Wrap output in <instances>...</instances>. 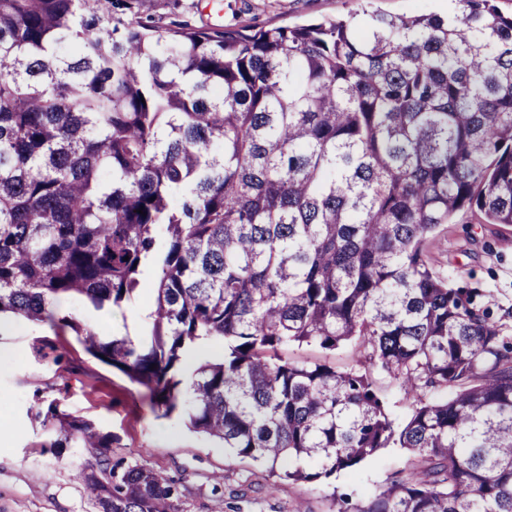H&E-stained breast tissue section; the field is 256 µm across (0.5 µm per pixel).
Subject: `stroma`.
<instances>
[{"label":"stroma","mask_w":512,"mask_h":512,"mask_svg":"<svg viewBox=\"0 0 512 512\" xmlns=\"http://www.w3.org/2000/svg\"><path fill=\"white\" fill-rule=\"evenodd\" d=\"M160 26L238 29L272 23L343 18L359 0H141ZM432 263L447 271L453 287L489 309L512 336V226L483 224L465 215L441 227L430 249ZM140 297L122 308L98 311L74 299L54 308L105 336H138L153 309L152 279ZM0 349L13 354L0 371V512H98L75 480L76 469L94 465L83 448H47L35 408L60 399L66 413L92 421L110 435L112 459L140 461L179 481L183 512H352L390 486L405 467L404 449L392 446L365 459L355 473L313 482H277L265 466L237 456L222 442L189 430L181 417H156L143 389L85 353L73 336L48 324L13 316L0 329Z\"/></svg>","instance_id":"obj_1"}]
</instances>
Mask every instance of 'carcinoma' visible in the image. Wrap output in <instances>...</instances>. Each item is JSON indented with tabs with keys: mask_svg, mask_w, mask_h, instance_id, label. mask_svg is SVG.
<instances>
[{
	"mask_svg": "<svg viewBox=\"0 0 512 512\" xmlns=\"http://www.w3.org/2000/svg\"><path fill=\"white\" fill-rule=\"evenodd\" d=\"M512 225V14L161 32L133 0H0V315L76 336L152 411L281 479L353 472L396 441L408 472L358 512H512V348L429 261L461 212ZM141 336L53 309L135 300ZM224 356L179 378L202 339ZM362 368L290 348L347 342ZM396 381L404 427L378 396ZM449 388L446 400L426 398ZM44 448L98 459L100 512H180L110 436L37 408Z\"/></svg>",
	"mask_w": 512,
	"mask_h": 512,
	"instance_id": "1",
	"label": "carcinoma"
}]
</instances>
